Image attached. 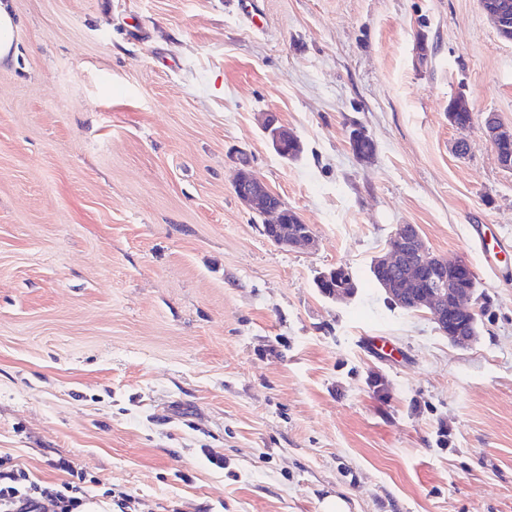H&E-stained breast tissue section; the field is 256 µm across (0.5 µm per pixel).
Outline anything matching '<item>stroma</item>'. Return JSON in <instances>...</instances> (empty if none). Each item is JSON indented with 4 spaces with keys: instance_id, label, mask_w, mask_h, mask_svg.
I'll list each match as a JSON object with an SVG mask.
<instances>
[{
    "instance_id": "obj_1",
    "label": "stroma",
    "mask_w": 512,
    "mask_h": 512,
    "mask_svg": "<svg viewBox=\"0 0 512 512\" xmlns=\"http://www.w3.org/2000/svg\"><path fill=\"white\" fill-rule=\"evenodd\" d=\"M242 1L12 0L0 460L112 512H512V253L471 237H512L483 128H512V42L479 0ZM243 154L315 250L263 235ZM398 224L473 268L471 346L373 282ZM338 266L345 300L315 286ZM264 130L269 135L274 149L282 157H292L294 159L300 154V146L293 147L292 151H288V153H291L288 157L281 154L282 152L288 150V146L296 145L299 140L290 130H288V127L281 124L277 125V119H275V116H268ZM348 270V269H347ZM347 270L344 267H336L327 272H322L319 275V279L324 282H335V288L332 289V294L330 297L332 298H340V297H349L354 293V282L352 277L348 274ZM318 283L316 280V288L319 289V292L324 296H327L328 285L326 283ZM330 291V289H329ZM328 297V296H327Z\"/></svg>"
}]
</instances>
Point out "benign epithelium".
<instances>
[{"instance_id":"7a95c632","label":"benign epithelium","mask_w":512,"mask_h":512,"mask_svg":"<svg viewBox=\"0 0 512 512\" xmlns=\"http://www.w3.org/2000/svg\"><path fill=\"white\" fill-rule=\"evenodd\" d=\"M482 9L493 20L503 39L512 32V12L496 0H480ZM486 136L502 168L512 171V133L504 131L494 113L484 119ZM274 149L282 153L298 143L288 127L270 115L264 126ZM235 191L251 212L268 218L274 225L272 242L280 246L311 248L315 245L312 227L298 225L292 213L262 181L249 171V162L240 160ZM374 270L382 289L393 304L410 311L426 310L438 329L456 346L467 347L474 340L476 275L470 265L458 258L436 256L426 247L416 224H397L384 253L374 259ZM324 282H335L331 297H349L354 282L347 270L336 267L319 275Z\"/></svg>"}]
</instances>
